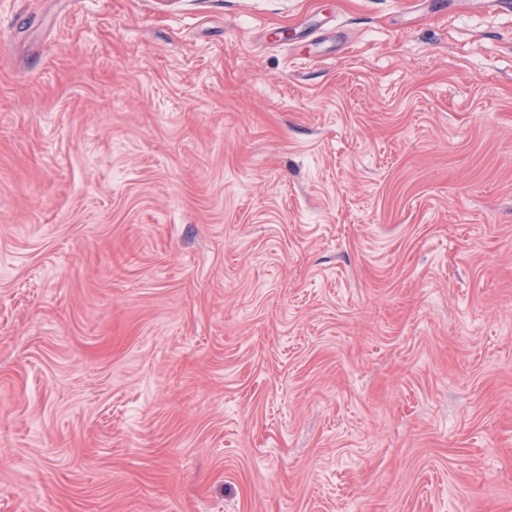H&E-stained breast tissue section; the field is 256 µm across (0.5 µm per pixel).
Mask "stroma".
Masks as SVG:
<instances>
[{
	"label": "stroma",
	"instance_id": "1",
	"mask_svg": "<svg viewBox=\"0 0 512 512\" xmlns=\"http://www.w3.org/2000/svg\"><path fill=\"white\" fill-rule=\"evenodd\" d=\"M0 512H512V0H0Z\"/></svg>",
	"mask_w": 512,
	"mask_h": 512
}]
</instances>
